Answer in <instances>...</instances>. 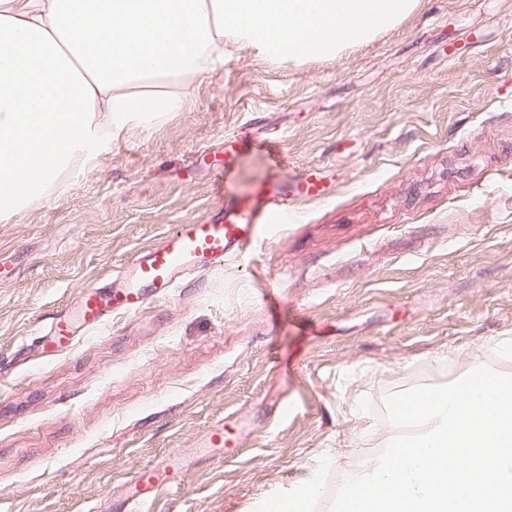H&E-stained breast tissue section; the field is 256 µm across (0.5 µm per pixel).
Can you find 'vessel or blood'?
<instances>
[{
    "label": "vessel or blood",
    "instance_id": "vessel-or-blood-1",
    "mask_svg": "<svg viewBox=\"0 0 512 512\" xmlns=\"http://www.w3.org/2000/svg\"><path fill=\"white\" fill-rule=\"evenodd\" d=\"M252 144V139L245 136H226L223 152L215 156L213 169L217 176L227 178L239 155ZM326 191L319 169H309L293 178L276 173L260 180L248 195L224 199L206 219L174 225L157 244L119 271L112 281L111 295L88 290L80 309L83 323L97 328L112 314L141 310L148 301L146 289L168 293L191 274L244 252L260 239L267 225L287 217L289 199L317 198ZM179 488L180 477L174 470L140 472L128 498L132 512H151L159 492Z\"/></svg>",
    "mask_w": 512,
    "mask_h": 512
}]
</instances>
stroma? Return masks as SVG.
Returning a JSON list of instances; mask_svg holds the SVG:
<instances>
[{
    "mask_svg": "<svg viewBox=\"0 0 512 512\" xmlns=\"http://www.w3.org/2000/svg\"><path fill=\"white\" fill-rule=\"evenodd\" d=\"M192 104L113 140L0 220V512H124L175 456L151 512H250L398 429L373 406L488 365L512 375V0H420L372 40L288 69L234 51ZM242 131L216 189L199 157ZM330 173L243 254L44 352L59 312L173 225L274 172ZM295 369L278 370L288 354ZM229 422L235 458L200 447ZM134 490L127 498L133 506V512H150L151 505L161 491L177 492L180 488V476L170 468L141 471L136 477Z\"/></svg>",
    "mask_w": 512,
    "mask_h": 512,
    "instance_id": "35a3bbf8",
    "label": "stroma"
}]
</instances>
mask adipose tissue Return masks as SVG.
Segmentation results:
<instances>
[{
  "label": "adipose tissue",
  "mask_w": 512,
  "mask_h": 512,
  "mask_svg": "<svg viewBox=\"0 0 512 512\" xmlns=\"http://www.w3.org/2000/svg\"><path fill=\"white\" fill-rule=\"evenodd\" d=\"M418 0H0V219L89 167L131 126L181 111L193 81L253 50L293 68L393 27ZM175 89H165V82ZM320 471L253 512H310Z\"/></svg>",
  "instance_id": "adipose-tissue-1"
}]
</instances>
